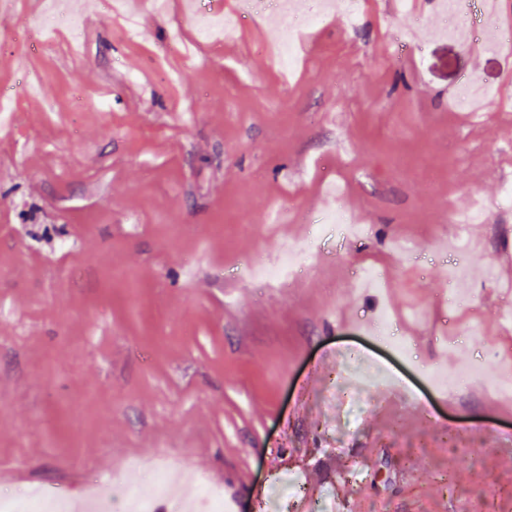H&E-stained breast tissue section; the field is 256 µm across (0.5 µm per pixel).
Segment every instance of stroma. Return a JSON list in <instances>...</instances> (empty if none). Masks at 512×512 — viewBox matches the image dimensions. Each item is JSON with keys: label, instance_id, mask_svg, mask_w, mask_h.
Instances as JSON below:
<instances>
[{"label": "stroma", "instance_id": "obj_1", "mask_svg": "<svg viewBox=\"0 0 512 512\" xmlns=\"http://www.w3.org/2000/svg\"><path fill=\"white\" fill-rule=\"evenodd\" d=\"M187 2L140 5L131 36L81 0L80 57L35 47L36 0L0 12V493L149 494L170 460L237 512H512V413L479 380L426 382L512 372V290L486 285L512 250V53L438 38L427 0H369L359 29L310 30L287 80L280 28L202 42ZM468 78L495 94L479 123L455 107ZM477 196L462 289L448 215ZM332 207L368 235L315 240ZM287 243L300 272L247 277ZM363 265L386 292L352 293Z\"/></svg>", "mask_w": 512, "mask_h": 512}]
</instances>
